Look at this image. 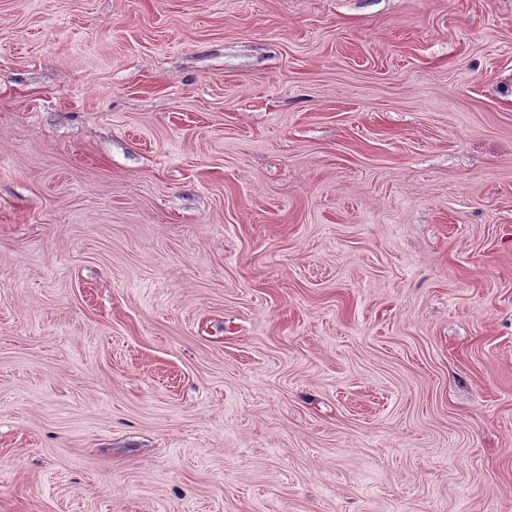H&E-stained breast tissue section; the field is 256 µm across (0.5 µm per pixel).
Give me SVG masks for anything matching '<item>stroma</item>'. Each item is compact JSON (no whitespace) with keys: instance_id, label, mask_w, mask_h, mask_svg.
<instances>
[{"instance_id":"1","label":"stroma","mask_w":512,"mask_h":512,"mask_svg":"<svg viewBox=\"0 0 512 512\" xmlns=\"http://www.w3.org/2000/svg\"><path fill=\"white\" fill-rule=\"evenodd\" d=\"M0 512H512V0H0Z\"/></svg>"}]
</instances>
